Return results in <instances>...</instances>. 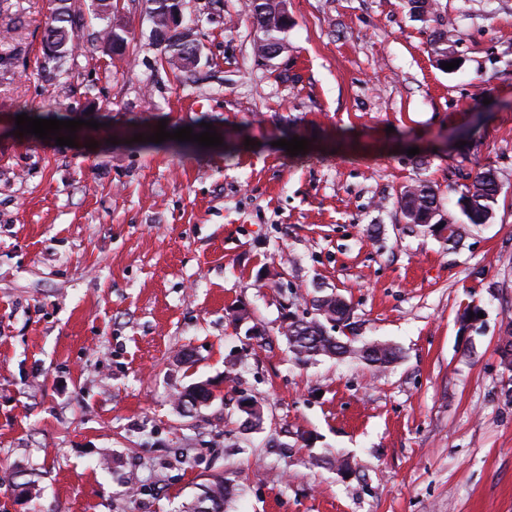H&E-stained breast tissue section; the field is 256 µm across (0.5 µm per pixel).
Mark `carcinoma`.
I'll return each instance as SVG.
<instances>
[{"instance_id": "1", "label": "carcinoma", "mask_w": 512, "mask_h": 512, "mask_svg": "<svg viewBox=\"0 0 512 512\" xmlns=\"http://www.w3.org/2000/svg\"><path fill=\"white\" fill-rule=\"evenodd\" d=\"M147 10L153 24V32L159 38L164 62L183 74L194 71L200 63L198 45L193 39L192 29L173 26L169 18L173 9L181 6V0H146ZM280 0H249V12L260 36L254 43V53L271 61L274 50L286 45L288 31L293 25L291 17L283 14ZM112 0H94L91 4L90 19L103 22L98 31L97 40L104 46L116 51L127 42L125 26L111 22ZM84 16L81 11L72 8L67 0H59V5L51 12L47 23L43 47L49 51L43 55L53 64L56 74L64 77L68 74L71 61L79 50L74 41L75 31L82 25ZM457 42L456 30L442 26L432 31L429 39L430 50L437 61L452 62L456 59L453 46ZM463 192L458 199L462 218H445L434 187L420 180L400 193L397 204L406 219V223L415 224L430 232L436 226L447 232L448 247H457L466 233V225L487 224L493 220L495 205L499 194V185L489 170L460 172ZM312 312H303L292 316L283 327L281 335L285 337L290 353L295 361L307 363L319 357H352L366 365L384 369L397 360V351L387 343H367L360 347L353 340H346L331 334L340 328L354 331L353 311L350 304L336 295L314 296L310 300ZM208 382H192L187 389H198L197 395L189 400L186 389L176 393L175 406L183 416H191L207 405L210 391ZM247 407L239 408L242 414L240 428L250 431L263 423V416L256 401L242 398ZM234 494L231 480L216 476L202 485L201 492L187 505L183 512H225L227 502Z\"/></svg>"}]
</instances>
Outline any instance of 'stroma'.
I'll use <instances>...</instances> for the list:
<instances>
[{
    "instance_id": "stroma-1",
    "label": "stroma",
    "mask_w": 512,
    "mask_h": 512,
    "mask_svg": "<svg viewBox=\"0 0 512 512\" xmlns=\"http://www.w3.org/2000/svg\"><path fill=\"white\" fill-rule=\"evenodd\" d=\"M287 3L262 64L244 0H185L186 80L143 0H117L124 59L87 27L62 79L42 51L54 0H0V512H180L216 475L227 512H512V0H436L424 22L405 0ZM450 21L453 72L427 45ZM23 113L81 120L75 147L16 135ZM206 123L221 146L149 140ZM295 137L299 155L276 145ZM461 165L500 194L452 249L396 198L429 180L458 215ZM331 291L396 364L295 363L288 309ZM206 379L218 400L181 416L173 394ZM243 395L263 412L246 435Z\"/></svg>"
}]
</instances>
